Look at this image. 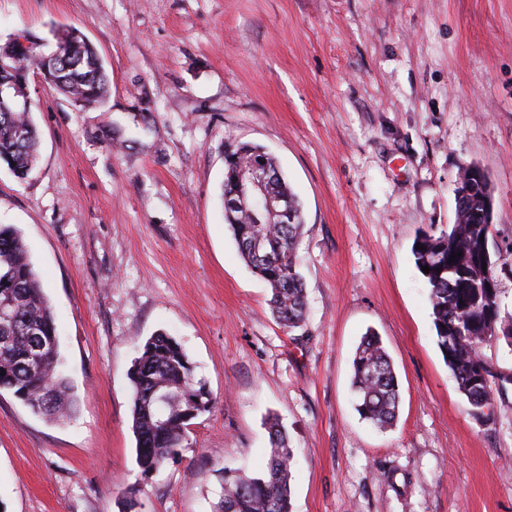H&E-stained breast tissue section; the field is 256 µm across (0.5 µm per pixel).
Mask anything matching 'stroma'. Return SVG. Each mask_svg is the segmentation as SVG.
Returning a JSON list of instances; mask_svg holds the SVG:
<instances>
[{
    "label": "stroma",
    "instance_id": "obj_1",
    "mask_svg": "<svg viewBox=\"0 0 512 512\" xmlns=\"http://www.w3.org/2000/svg\"><path fill=\"white\" fill-rule=\"evenodd\" d=\"M79 29L109 93L83 108L32 81L40 137L0 167V224L52 305L77 410L0 394V512H215L260 473L268 420L295 463L292 512H512V385L470 414L441 353L415 238L489 176V248L512 249V0H0V44ZM275 157L304 214L308 316L286 330L224 221V150ZM381 338L398 418L362 420L352 361ZM163 332L215 399L178 458L136 463L129 368Z\"/></svg>",
    "mask_w": 512,
    "mask_h": 512
}]
</instances>
